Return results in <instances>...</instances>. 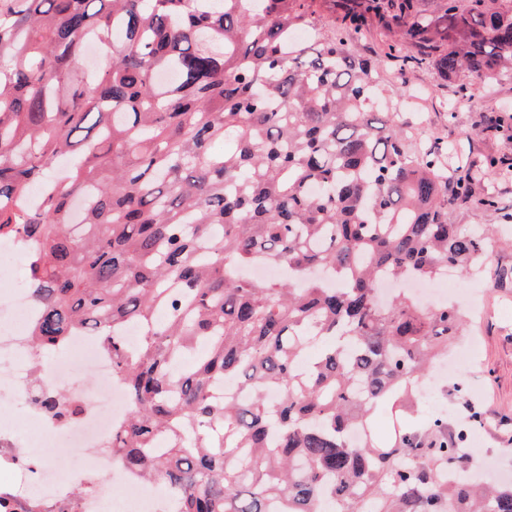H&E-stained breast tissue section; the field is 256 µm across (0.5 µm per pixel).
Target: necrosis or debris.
I'll use <instances>...</instances> for the list:
<instances>
[{"instance_id": "1", "label": "necrosis or debris", "mask_w": 512, "mask_h": 512, "mask_svg": "<svg viewBox=\"0 0 512 512\" xmlns=\"http://www.w3.org/2000/svg\"><path fill=\"white\" fill-rule=\"evenodd\" d=\"M25 252L22 236L0 240V500L10 512H104L113 487L125 490L123 512H178L177 492L160 482L127 473L112 455V433L125 420L129 396L112 371V356L94 337L77 333L66 348L35 351L30 334L40 308L27 283L12 268ZM95 377L91 386L70 379L74 364ZM62 389L77 413L57 419L34 402L38 386ZM24 407L38 434L23 430L15 407ZM68 465L60 476L57 461Z\"/></svg>"}]
</instances>
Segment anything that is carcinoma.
I'll list each match as a JSON object with an SVG mask.
<instances>
[{
    "mask_svg": "<svg viewBox=\"0 0 512 512\" xmlns=\"http://www.w3.org/2000/svg\"><path fill=\"white\" fill-rule=\"evenodd\" d=\"M421 2L0 0V238L22 224L33 245L32 345L103 339L132 401L112 455L177 490L179 512H512V483L466 474L448 418L415 415L413 382L463 312L378 298L383 279L484 264L491 226L455 223L457 202L512 223L478 174L507 158L448 176L371 110L366 30L447 80L512 73V0ZM91 41L107 64L80 71ZM258 266L290 278L245 275ZM126 323L144 329L133 347ZM225 378L245 395L215 398ZM381 406L386 447L369 433Z\"/></svg>",
    "mask_w": 512,
    "mask_h": 512,
    "instance_id": "1",
    "label": "carcinoma"
}]
</instances>
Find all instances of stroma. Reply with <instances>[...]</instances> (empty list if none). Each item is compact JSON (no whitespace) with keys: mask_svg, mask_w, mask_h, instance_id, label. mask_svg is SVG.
I'll return each mask as SVG.
<instances>
[{"mask_svg":"<svg viewBox=\"0 0 512 512\" xmlns=\"http://www.w3.org/2000/svg\"><path fill=\"white\" fill-rule=\"evenodd\" d=\"M359 50L364 57L380 60L385 78L379 89L384 96L405 85L416 89L395 119L419 129L425 147L445 148L450 158L459 150L468 156L492 152L512 158V141L482 132L486 116L512 113L511 73L497 77L487 91L467 77L447 81L431 65L406 63L401 54L390 53L387 40L373 33L361 38ZM456 286L463 292L485 291L500 309L482 319L479 330L466 332L478 342L476 365L431 391L422 410L455 417L458 428H476L486 448L499 457L512 444V288L495 287L481 269L459 276ZM476 414L481 422L475 426L471 419Z\"/></svg>","mask_w":512,"mask_h":512,"instance_id":"obj_1","label":"stroma"}]
</instances>
